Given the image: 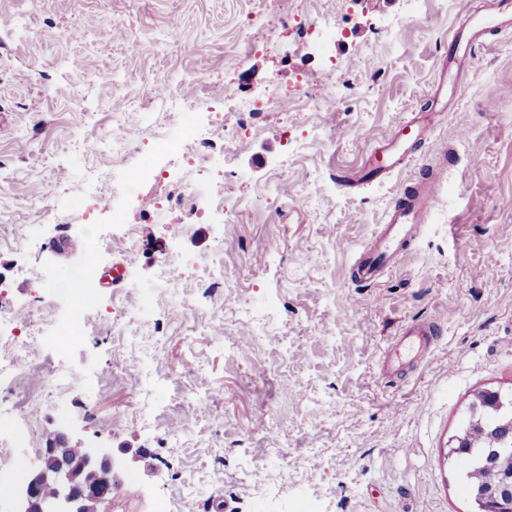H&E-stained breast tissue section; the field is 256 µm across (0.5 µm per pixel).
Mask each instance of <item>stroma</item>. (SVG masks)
Segmentation results:
<instances>
[{"instance_id":"obj_1","label":"stroma","mask_w":512,"mask_h":512,"mask_svg":"<svg viewBox=\"0 0 512 512\" xmlns=\"http://www.w3.org/2000/svg\"><path fill=\"white\" fill-rule=\"evenodd\" d=\"M492 0H0V336L29 309V368L40 334L75 299L94 250L84 229L113 239L98 268L123 281L98 287L99 333L66 359L80 377L40 396V442L112 449L122 467L110 512H475L449 448L479 392L512 393V30H490L465 57L461 91L412 158L382 179L374 149L429 108L448 36L462 11ZM80 31L72 39V31ZM196 72L208 94L276 106L224 114L248 126L228 142L232 168L204 184L229 209L209 221L184 207L156 211L182 175L167 170L140 198L120 186L147 150L212 118L205 108L167 118L163 79L182 95ZM336 109L317 112L318 80ZM141 131L139 144L92 154L85 145ZM443 166L437 205L377 283L354 276L364 245L398 199ZM136 225L129 254L110 211L77 215L91 174ZM80 248L60 250L61 240ZM224 269L158 274L172 256ZM195 314H185L182 303ZM253 317L259 331L244 332ZM139 317L151 334L120 331ZM438 336L417 364L409 328ZM138 357L141 373L119 367ZM39 465L13 451L0 476V512H18L21 482ZM194 489L184 500L183 487Z\"/></svg>"}]
</instances>
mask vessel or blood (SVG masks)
<instances>
[{
  "label": "vessel or blood",
  "mask_w": 512,
  "mask_h": 512,
  "mask_svg": "<svg viewBox=\"0 0 512 512\" xmlns=\"http://www.w3.org/2000/svg\"><path fill=\"white\" fill-rule=\"evenodd\" d=\"M466 35H454L448 44L446 67L441 73L433 97L440 100L448 94L457 93V77L451 71L461 55L462 42H481L490 28H512V0H496L488 13L469 15L466 19ZM431 131L429 122L422 117L404 123L395 135L383 141L371 155V170L375 176L383 177L397 169L412 146L426 140ZM439 174L424 177L409 193L391 209L386 221L363 249L355 274L361 282H375L395 262L398 254L410 242L419 224L429 217L439 191Z\"/></svg>",
  "instance_id": "1"
}]
</instances>
